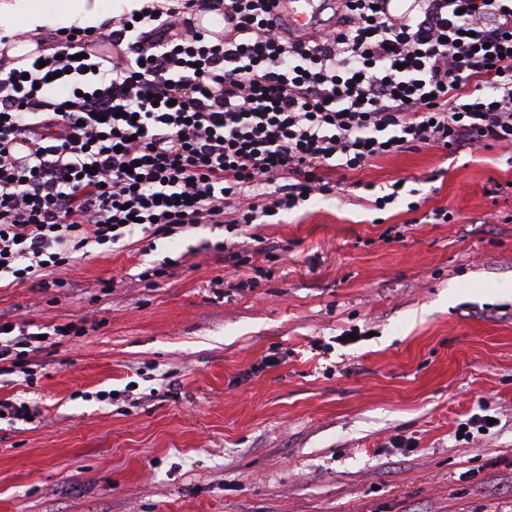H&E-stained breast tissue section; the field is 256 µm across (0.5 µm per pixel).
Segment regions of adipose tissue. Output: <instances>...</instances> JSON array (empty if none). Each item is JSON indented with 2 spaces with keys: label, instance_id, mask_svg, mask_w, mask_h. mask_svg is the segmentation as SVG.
I'll list each match as a JSON object with an SVG mask.
<instances>
[{
  "label": "adipose tissue",
  "instance_id": "obj_1",
  "mask_svg": "<svg viewBox=\"0 0 512 512\" xmlns=\"http://www.w3.org/2000/svg\"><path fill=\"white\" fill-rule=\"evenodd\" d=\"M170 7L171 0H0V31L11 40L4 52L11 66L27 63L37 44L34 34L61 23H78L82 27H102L108 18L141 10L145 6ZM30 32V39L13 40L15 30Z\"/></svg>",
  "mask_w": 512,
  "mask_h": 512
}]
</instances>
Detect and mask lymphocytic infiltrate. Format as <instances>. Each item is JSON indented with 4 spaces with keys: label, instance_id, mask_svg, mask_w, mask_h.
Returning a JSON list of instances; mask_svg holds the SVG:
<instances>
[{
    "label": "lymphocytic infiltrate",
    "instance_id": "lymphocytic-infiltrate-1",
    "mask_svg": "<svg viewBox=\"0 0 512 512\" xmlns=\"http://www.w3.org/2000/svg\"><path fill=\"white\" fill-rule=\"evenodd\" d=\"M381 2L338 0L314 41L270 0H179L118 19L97 64L101 36L54 29L44 63L0 70V278L62 288L93 245L236 235L334 193L332 170L417 147L512 155V0ZM85 333L0 319V373L33 382L45 337Z\"/></svg>",
    "mask_w": 512,
    "mask_h": 512
}]
</instances>
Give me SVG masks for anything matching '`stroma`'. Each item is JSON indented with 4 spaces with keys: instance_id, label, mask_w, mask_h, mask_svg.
<instances>
[{
    "instance_id": "obj_1",
    "label": "stroma",
    "mask_w": 512,
    "mask_h": 512,
    "mask_svg": "<svg viewBox=\"0 0 512 512\" xmlns=\"http://www.w3.org/2000/svg\"><path fill=\"white\" fill-rule=\"evenodd\" d=\"M335 178L230 253L204 224L0 287L2 317L87 327L0 383L41 411L0 426V512H512V165L422 147ZM399 178L420 210H376L365 183Z\"/></svg>"
}]
</instances>
